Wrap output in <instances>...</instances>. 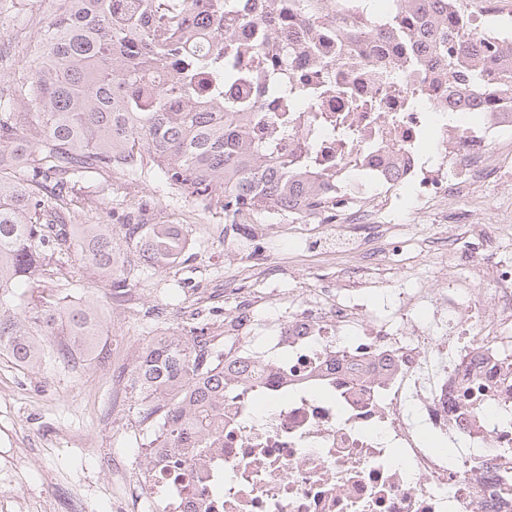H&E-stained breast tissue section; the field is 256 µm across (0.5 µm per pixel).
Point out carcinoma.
Returning a JSON list of instances; mask_svg holds the SVG:
<instances>
[{"label":"carcinoma","mask_w":512,"mask_h":512,"mask_svg":"<svg viewBox=\"0 0 512 512\" xmlns=\"http://www.w3.org/2000/svg\"><path fill=\"white\" fill-rule=\"evenodd\" d=\"M245 23L235 0H57L31 82L17 87L33 111L0 107V354L24 368L75 372L97 352L100 314L71 300L64 271L95 276L109 299L127 293L112 225L92 224L71 206L70 185L87 173L156 169L170 188L226 218L295 221L336 209L305 162L281 153L288 121L250 139L243 117L253 104L224 94L238 76L234 33ZM430 42L450 73L482 90L453 25ZM197 44L206 50L194 53ZM125 220L126 250L144 266L182 258L184 235L153 223L148 204ZM47 283L49 293L34 294ZM228 368L203 334L190 345L151 339L133 371L142 422L157 426L143 446L170 449L176 467L184 449L207 447Z\"/></svg>","instance_id":"cac0c4a2"}]
</instances>
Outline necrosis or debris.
<instances>
[{"mask_svg": "<svg viewBox=\"0 0 512 512\" xmlns=\"http://www.w3.org/2000/svg\"><path fill=\"white\" fill-rule=\"evenodd\" d=\"M263 4L240 0L250 22L231 92L256 105L250 133L287 120L282 151L314 155L353 265H378L390 243L373 186L455 209L512 151V40L486 26L499 0L455 7L484 94L452 80L427 42L394 36L404 16L434 27L430 0H299L282 16L289 51L270 65L251 57ZM275 81L308 90L309 111L270 96ZM511 229L467 225L435 263L463 257L469 276L383 289V312L323 288L277 314L265 338L276 359L251 353L260 379L224 384L218 446L187 449L178 467L151 449L148 512H512V266L492 250Z\"/></svg>", "mask_w": 512, "mask_h": 512, "instance_id": "4bbe7bcc", "label": "necrosis or debris"}]
</instances>
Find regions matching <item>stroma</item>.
I'll return each instance as SVG.
<instances>
[{
    "mask_svg": "<svg viewBox=\"0 0 512 512\" xmlns=\"http://www.w3.org/2000/svg\"><path fill=\"white\" fill-rule=\"evenodd\" d=\"M55 0H0V95L9 96L32 70L34 45L54 18ZM76 207L112 227L123 241L125 208L150 202L154 218L181 225L188 245L176 263L160 269L138 267L128 256L131 288L107 300L95 278L75 276L78 297L101 313L108 363L93 360L78 372L53 366H16L0 354V512H69L79 497L87 512H136L130 493L148 463L136 436L139 392L132 370L155 336H194L198 331L224 343V319L231 304L225 287L245 290L253 300L246 316L265 333L274 305L312 288H344L348 263L331 258L332 243L317 220L288 222L268 214H244L235 221L206 211L167 188L159 172L120 176L106 172L87 178L72 192ZM414 187L381 211L382 220L412 224L386 263L396 278L440 286L439 274L422 240L447 232L419 210ZM264 226L267 250L247 254L239 244L254 226Z\"/></svg>",
    "mask_w": 512,
    "mask_h": 512,
    "instance_id": "obj_1",
    "label": "stroma"
}]
</instances>
